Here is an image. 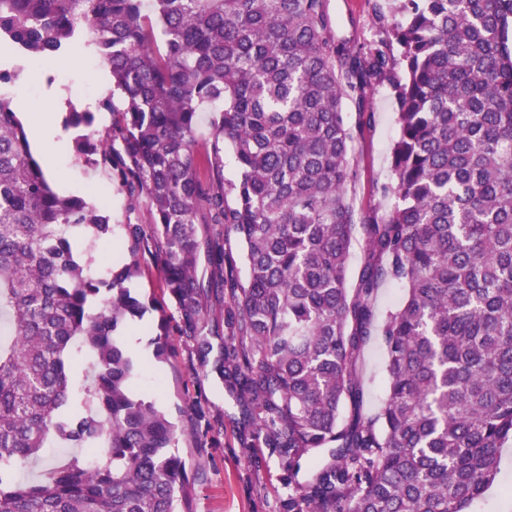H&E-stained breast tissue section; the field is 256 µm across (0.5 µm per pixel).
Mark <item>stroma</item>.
Here are the masks:
<instances>
[{
  "mask_svg": "<svg viewBox=\"0 0 512 512\" xmlns=\"http://www.w3.org/2000/svg\"><path fill=\"white\" fill-rule=\"evenodd\" d=\"M108 68L91 54L81 63L63 58L49 63L33 60L23 80L11 87L13 99L40 102L43 111L56 117L53 142L58 149L57 170L61 181L54 188L63 195L83 196L96 202L108 215L113 227L110 239L89 243L97 276L108 277L111 269L137 263L140 275L136 287L144 301L154 308L143 320L128 323L122 342L131 354L141 395L166 411L176 425V453L186 463L191 484L192 512H283L288 497L285 471L278 453L271 448L250 447V429L239 407L228 399L222 387L204 377L186 337L170 330L165 362H156L153 340L160 318L175 322L177 312L160 288V273L148 250L131 252L124 234L126 224H144L146 211L126 210V197L116 181L103 169H91L74 152V131L63 123L70 108L92 109L95 127L104 131L112 125V115L100 110L98 102L108 93ZM375 114L353 145L352 162L357 178L349 188L350 198L359 211H386L391 205L377 191L389 178L390 146L396 136V105L387 85L371 94ZM365 398L363 417L374 416L386 386L385 346L381 335L368 342L361 368ZM220 430L219 444L206 440L205 423Z\"/></svg>",
  "mask_w": 512,
  "mask_h": 512,
  "instance_id": "35a3bbf8",
  "label": "stroma"
}]
</instances>
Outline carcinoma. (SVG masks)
<instances>
[{
    "instance_id": "carcinoma-1",
    "label": "carcinoma",
    "mask_w": 512,
    "mask_h": 512,
    "mask_svg": "<svg viewBox=\"0 0 512 512\" xmlns=\"http://www.w3.org/2000/svg\"><path fill=\"white\" fill-rule=\"evenodd\" d=\"M370 4L379 38L360 45L329 0H0V44L22 59L79 44L109 65L124 106L101 107L118 121L102 133L73 108L65 128L84 163L126 189L128 210L147 209L148 223L126 225L131 251L153 245L180 335L252 426L250 447L281 457L285 512H468L512 442V0ZM384 82L398 131L380 216L356 211L348 187ZM201 224L237 235L245 280ZM110 233L93 201L52 188L0 94V512H190L175 426L134 393L121 339L150 310L133 292L138 266L103 280L75 252L78 237ZM388 281L405 295L381 329L387 395L375 417L347 423ZM52 440L107 452L16 480ZM210 114L202 112L198 120V140L199 146L197 147V175L205 180L211 175V168L209 165L210 144H211V127H210Z\"/></svg>"
}]
</instances>
